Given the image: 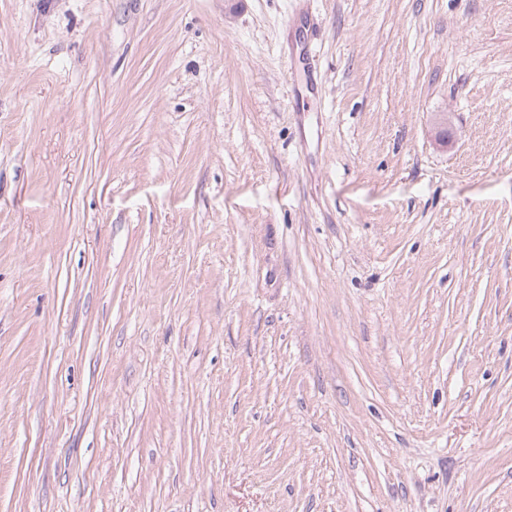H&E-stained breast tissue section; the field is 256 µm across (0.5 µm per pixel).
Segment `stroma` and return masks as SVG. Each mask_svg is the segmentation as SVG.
<instances>
[{"instance_id": "1", "label": "stroma", "mask_w": 512, "mask_h": 512, "mask_svg": "<svg viewBox=\"0 0 512 512\" xmlns=\"http://www.w3.org/2000/svg\"><path fill=\"white\" fill-rule=\"evenodd\" d=\"M0 512H512V0H0Z\"/></svg>"}]
</instances>
